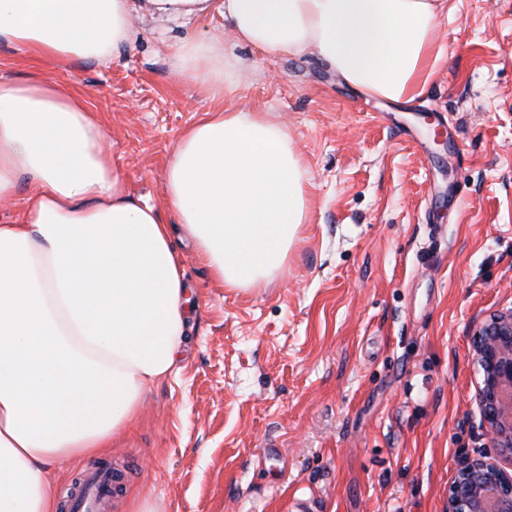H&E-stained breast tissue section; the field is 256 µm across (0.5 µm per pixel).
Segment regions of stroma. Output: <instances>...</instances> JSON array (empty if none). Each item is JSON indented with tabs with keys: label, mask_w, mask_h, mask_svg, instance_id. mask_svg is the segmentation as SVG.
Returning <instances> with one entry per match:
<instances>
[{
	"label": "stroma",
	"mask_w": 512,
	"mask_h": 512,
	"mask_svg": "<svg viewBox=\"0 0 512 512\" xmlns=\"http://www.w3.org/2000/svg\"><path fill=\"white\" fill-rule=\"evenodd\" d=\"M443 59L413 101L365 95L317 54L229 46L221 98L171 44L200 23L136 20L114 59L0 44V74L46 77L97 112L130 193L161 200L168 157L206 111L273 113L308 171L307 222L265 288L215 284L180 244L194 312L176 371L103 452L54 468L58 503L107 461L108 512H448L468 460L495 456L473 334L512 308V0H450Z\"/></svg>",
	"instance_id": "35a3bbf8"
}]
</instances>
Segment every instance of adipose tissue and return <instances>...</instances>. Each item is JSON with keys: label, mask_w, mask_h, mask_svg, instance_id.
<instances>
[{"label": "adipose tissue", "mask_w": 512, "mask_h": 512, "mask_svg": "<svg viewBox=\"0 0 512 512\" xmlns=\"http://www.w3.org/2000/svg\"><path fill=\"white\" fill-rule=\"evenodd\" d=\"M141 15L207 22L172 58L215 97L239 83L230 42L316 50L364 94L409 102L442 59L448 0H0V43L105 60ZM306 182L282 124L215 109L171 152L162 205L144 202L81 97L0 76V201L20 210L0 220V512H55L52 464L110 447L174 372L191 285L173 225L221 287L263 288L307 220Z\"/></svg>", "instance_id": "1"}]
</instances>
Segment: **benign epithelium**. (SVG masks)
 I'll return each instance as SVG.
<instances>
[{
	"mask_svg": "<svg viewBox=\"0 0 512 512\" xmlns=\"http://www.w3.org/2000/svg\"><path fill=\"white\" fill-rule=\"evenodd\" d=\"M472 351L487 434L512 456V309L479 326ZM448 512H512V475L489 457L467 462L448 488Z\"/></svg>",
	"mask_w": 512,
	"mask_h": 512,
	"instance_id": "1",
	"label": "benign epithelium"
}]
</instances>
